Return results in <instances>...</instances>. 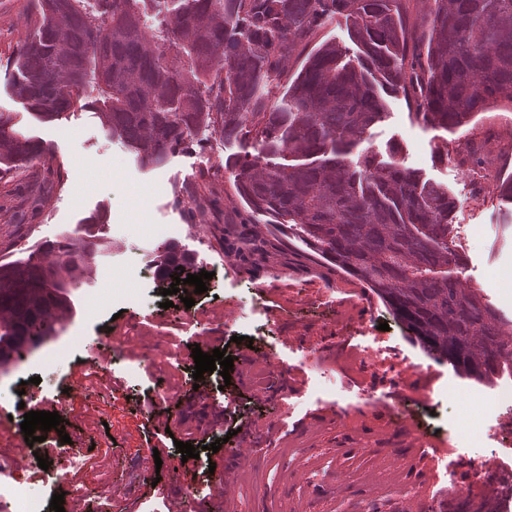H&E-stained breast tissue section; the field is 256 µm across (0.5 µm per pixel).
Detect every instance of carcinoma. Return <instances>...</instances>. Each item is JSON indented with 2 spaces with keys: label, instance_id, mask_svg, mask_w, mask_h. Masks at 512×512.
<instances>
[{
  "label": "carcinoma",
  "instance_id": "1",
  "mask_svg": "<svg viewBox=\"0 0 512 512\" xmlns=\"http://www.w3.org/2000/svg\"><path fill=\"white\" fill-rule=\"evenodd\" d=\"M162 1L169 18L153 29L148 10ZM422 2L427 33L412 37L403 0H38L37 32L16 58L17 90L44 119L94 107L145 165L163 163L202 126L255 141L257 154L225 162L242 201L370 288L429 352L491 383L512 369V339L461 286L464 258L449 240L454 200L405 167L396 145L385 160H347L385 118L383 90L403 93L417 119L444 129L512 103V0ZM338 16L356 51L320 44L272 100L268 85ZM0 144L8 172L45 153L4 112ZM490 155L476 143L458 164L484 170ZM491 180L512 201V172ZM107 250L78 235L45 246L46 261L0 255V366L54 332L51 317L72 309L67 282L91 275ZM184 269L165 249L162 276Z\"/></svg>",
  "mask_w": 512,
  "mask_h": 512
}]
</instances>
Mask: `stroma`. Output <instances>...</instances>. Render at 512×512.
Wrapping results in <instances>:
<instances>
[{
	"mask_svg": "<svg viewBox=\"0 0 512 512\" xmlns=\"http://www.w3.org/2000/svg\"><path fill=\"white\" fill-rule=\"evenodd\" d=\"M37 20L34 0H0V113L46 150L40 163L0 174V250L28 259L35 246L59 240L100 212L96 232L110 249L97 265L112 267L113 293L147 297L123 307L100 293V276L69 283L73 313L47 339L51 345L76 335L85 341L45 376L44 389L62 398L65 432L84 449L85 470L112 475L117 499L111 503L86 487L85 471L74 474L73 485L87 489V512H164L177 494L175 443L189 431L207 445L227 437V448L210 456L219 467L228 448L245 438L259 447L257 479L237 484L233 512H396L402 506L455 512L461 485L481 505L486 489L474 479L466 449L512 447V415L502 419L499 440L473 430L491 387L435 359L356 278L246 211L224 163L230 154L256 152L254 142H228L219 129L203 127L164 164L146 168L94 109L37 118L16 90L17 50L33 38ZM384 100L386 120L364 134L357 152L382 157L389 144H399L404 166L458 200L451 236L465 260L461 281L512 328V204L478 190L475 176L454 159L470 140L494 136L511 145L512 105L488 106L469 125L444 130L418 123L403 94ZM170 245L189 256L190 273L212 274L189 320L168 318L156 303L165 280L126 277L134 261L155 262ZM90 297L99 315L86 324ZM383 322L388 330H380ZM113 328L124 332L128 358L115 369L112 387L63 392L62 380L98 360ZM375 341L382 348L376 365L362 354ZM196 345L208 354L226 348L233 359L229 377H207L203 399L193 390ZM261 354L284 362L287 372L257 390L241 372ZM168 382L181 384V396L144 403V394ZM401 397L420 417L447 418L450 436L420 440L415 428H395L393 407ZM230 400L243 426L228 437L223 407ZM164 428L173 437L151 456L146 440ZM157 459L159 472H139V464ZM384 467L390 482L372 481Z\"/></svg>",
	"mask_w": 512,
	"mask_h": 512,
	"instance_id": "1",
	"label": "stroma"
}]
</instances>
